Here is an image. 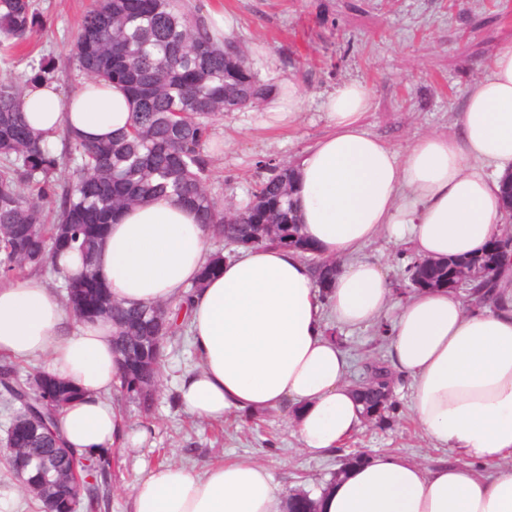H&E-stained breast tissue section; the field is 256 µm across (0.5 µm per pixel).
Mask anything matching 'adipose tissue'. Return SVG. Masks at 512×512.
Instances as JSON below:
<instances>
[{
	"label": "adipose tissue",
	"mask_w": 512,
	"mask_h": 512,
	"mask_svg": "<svg viewBox=\"0 0 512 512\" xmlns=\"http://www.w3.org/2000/svg\"><path fill=\"white\" fill-rule=\"evenodd\" d=\"M303 94L283 78L261 122L293 126ZM32 128L80 139L126 132L133 102L116 85L89 81L64 95L28 88L20 102ZM367 85L341 83L322 109L329 131L294 169L303 235L320 257L339 260L329 288L301 253L274 246L239 250L221 274L200 281L212 249L196 212L174 194L114 215L98 257L113 297L141 306L191 297V340L200 369L179 388L182 408L208 421L232 413L288 410L304 450L330 454L364 422L348 381L349 355L328 325L387 322L388 355L409 379V406L423 434L453 462L427 470L393 454L348 468L315 493L321 512H512V256L493 280L494 305L448 289L397 299L382 264L363 257L381 234L418 258H472L506 220L501 179L512 173V45L468 90L461 134L418 137L403 153L363 127ZM110 320L77 322L61 295L36 276L0 283V357L37 364L82 393L59 418L70 448L96 454L125 442L108 400L118 371ZM488 465L478 475L473 463ZM287 498L250 459L151 469L136 484L131 512H285Z\"/></svg>",
	"instance_id": "ef3b65f1"
}]
</instances>
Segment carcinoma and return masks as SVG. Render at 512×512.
Returning a JSON list of instances; mask_svg holds the SVG:
<instances>
[{
	"label": "carcinoma",
	"mask_w": 512,
	"mask_h": 512,
	"mask_svg": "<svg viewBox=\"0 0 512 512\" xmlns=\"http://www.w3.org/2000/svg\"><path fill=\"white\" fill-rule=\"evenodd\" d=\"M40 26L32 0H0V37L8 46L25 41ZM230 44L215 37L180 0H96L77 24L73 59L88 77L123 87L135 112L130 130L116 138L87 143L67 135L78 160L69 171L20 110L23 88L53 80L50 66L31 67L19 83L0 80V274L10 278L24 269L43 270L58 252L60 238L67 240L64 249L81 253L84 270L67 279V304L81 320L112 321L120 368L112 395L135 401L146 415L162 390L167 346L182 342L189 332L184 313L189 299L125 307L112 298L96 264L116 212L173 193L196 209L219 242L273 245L307 255L315 251L297 224L287 166L269 165L271 174L256 182L241 208L229 209L208 188L207 144L215 123L235 111L236 102H258L266 94L244 54L227 50ZM47 209L54 213L49 225L44 224ZM312 260L323 288L336 269L328 260ZM223 264L224 252L218 249L195 287L222 272ZM457 267L453 259L436 260L419 270L413 259L397 289L445 288L448 273ZM370 369L377 382L363 393L366 411L388 412L394 374L379 360ZM78 396L67 381L42 370L22 376L14 364L0 366V403L11 413L7 436L13 451L7 465L21 490L43 510L55 497L84 494L89 508L109 507L100 489L109 487L111 451L80 455L45 433ZM21 456L48 471L52 485L28 483ZM316 507L307 492L288 495L287 512H317Z\"/></svg>",
	"instance_id": "cac0c4a2"
}]
</instances>
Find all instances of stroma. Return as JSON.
I'll list each match as a JSON object with an SVG mask.
<instances>
[{
  "label": "stroma",
  "instance_id": "stroma-1",
  "mask_svg": "<svg viewBox=\"0 0 512 512\" xmlns=\"http://www.w3.org/2000/svg\"><path fill=\"white\" fill-rule=\"evenodd\" d=\"M207 24L225 19L229 35L247 51L259 83L275 75L294 79L305 94L297 122L288 129L261 124L257 109L225 113L213 131L208 184L231 206L246 201L267 164L295 166L304 148L324 136V97L346 81L364 82L373 106L365 130L395 151L419 136H455L470 85L486 63L512 44V0H183ZM94 0H33L41 30L23 43L0 48V79L16 78L41 59L54 66L53 84L64 94L85 76L72 60V36ZM263 52L252 51V43ZM341 340L353 361L351 383L364 380L367 362L386 354L373 328L345 330ZM162 392L152 417L132 404L118 411L130 429L148 433L135 448L115 451L108 512H129L134 486L148 470L177 464L200 474L214 462L249 458L264 465L282 491L317 490L358 450L395 454L424 468L453 460L450 449L434 447L414 421L406 381L395 385L388 423L361 430L325 457L307 454L290 414L281 410L254 420L240 415L200 421L172 407L183 375L199 365L191 341L169 345Z\"/></svg>",
  "mask_w": 512,
  "mask_h": 512
}]
</instances>
